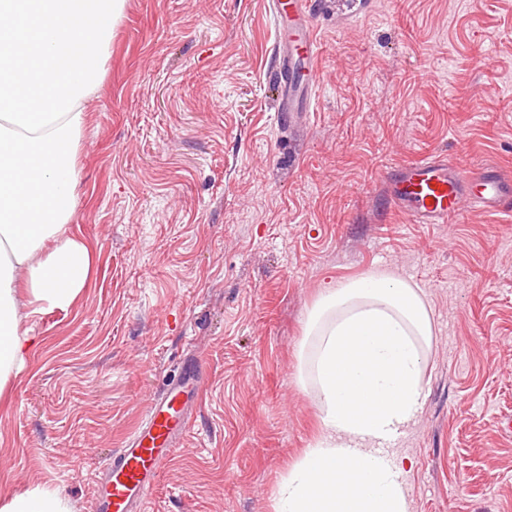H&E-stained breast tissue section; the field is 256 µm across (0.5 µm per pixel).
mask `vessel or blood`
I'll return each instance as SVG.
<instances>
[{
	"label": "vessel or blood",
	"mask_w": 512,
	"mask_h": 512,
	"mask_svg": "<svg viewBox=\"0 0 512 512\" xmlns=\"http://www.w3.org/2000/svg\"><path fill=\"white\" fill-rule=\"evenodd\" d=\"M278 67L274 81L281 94L279 118L288 122L301 99L312 97L321 53L307 0H271ZM469 176L440 157L400 166L388 179L392 207L419 224H451L467 205L512 214V179L484 167L478 190ZM201 388L197 361L185 362L146 413L123 448L115 450L96 475L100 488L90 512H146L162 467L173 457L197 411Z\"/></svg>",
	"instance_id": "1"
}]
</instances>
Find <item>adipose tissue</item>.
Listing matches in <instances>:
<instances>
[{"label": "adipose tissue", "mask_w": 512, "mask_h": 512, "mask_svg": "<svg viewBox=\"0 0 512 512\" xmlns=\"http://www.w3.org/2000/svg\"><path fill=\"white\" fill-rule=\"evenodd\" d=\"M124 0H0V390L35 339L31 313L73 304L90 258L71 236L85 104L104 75ZM323 435L281 484L276 512H408L403 462L383 447L417 418L433 336L421 288L373 274L327 289L310 312ZM0 512H71L38 486Z\"/></svg>", "instance_id": "1"}]
</instances>
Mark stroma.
Wrapping results in <instances>:
<instances>
[{
  "label": "stroma",
  "mask_w": 512,
  "mask_h": 512,
  "mask_svg": "<svg viewBox=\"0 0 512 512\" xmlns=\"http://www.w3.org/2000/svg\"><path fill=\"white\" fill-rule=\"evenodd\" d=\"M270 0H125L86 105L69 234L91 256L0 399V504L89 512L94 476L180 363L194 423L147 512H275L319 439L308 315L375 273L419 285L433 337L392 445L409 512H512V217L415 224L384 173L437 154L512 175V0H314L316 94L278 121ZM1 512H72L65 497L55 489L37 486L13 496Z\"/></svg>",
  "instance_id": "stroma-1"
}]
</instances>
